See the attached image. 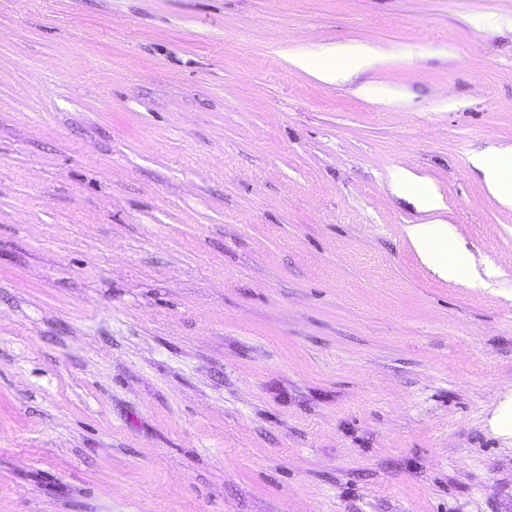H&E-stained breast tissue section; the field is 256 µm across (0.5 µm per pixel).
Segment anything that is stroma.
<instances>
[{
	"label": "stroma",
	"mask_w": 512,
	"mask_h": 512,
	"mask_svg": "<svg viewBox=\"0 0 512 512\" xmlns=\"http://www.w3.org/2000/svg\"><path fill=\"white\" fill-rule=\"evenodd\" d=\"M485 12L512 0H0V512H512ZM339 42L388 98L292 62ZM434 222L480 287L421 260ZM396 184L403 194L417 199L428 209H434L439 206L438 200L432 191L428 190L425 184L414 174L408 171L400 172L396 177Z\"/></svg>",
	"instance_id": "35a3bbf8"
}]
</instances>
